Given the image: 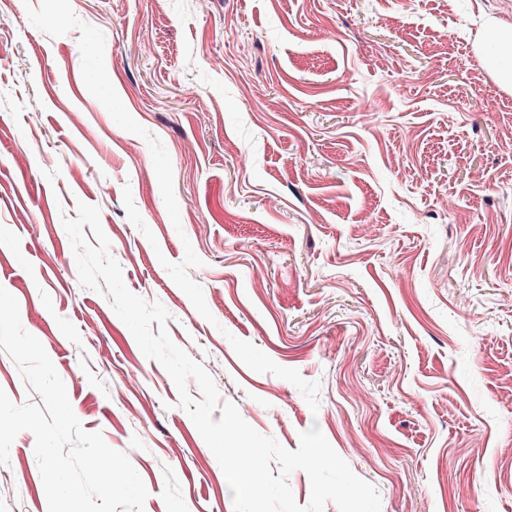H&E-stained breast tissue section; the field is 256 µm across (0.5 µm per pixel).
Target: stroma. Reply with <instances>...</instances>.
I'll return each mask as SVG.
<instances>
[{
	"mask_svg": "<svg viewBox=\"0 0 512 512\" xmlns=\"http://www.w3.org/2000/svg\"><path fill=\"white\" fill-rule=\"evenodd\" d=\"M0 12V286L83 428L129 451L144 512H234L232 492L168 373L81 285L62 224L81 201L258 432L294 451L319 427L382 512H512V90L485 40L512 0ZM34 445L0 465V512H47Z\"/></svg>",
	"mask_w": 512,
	"mask_h": 512,
	"instance_id": "35a3bbf8",
	"label": "stroma"
}]
</instances>
